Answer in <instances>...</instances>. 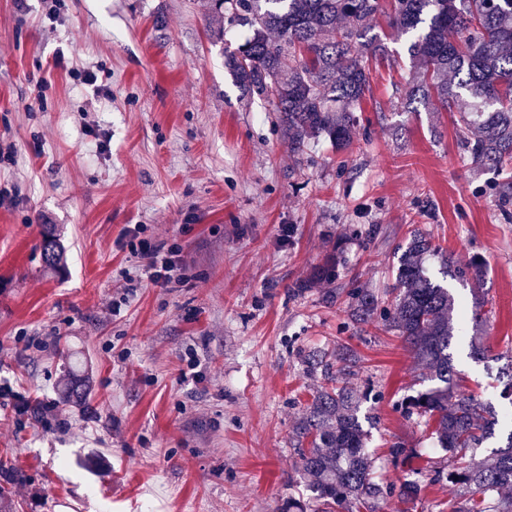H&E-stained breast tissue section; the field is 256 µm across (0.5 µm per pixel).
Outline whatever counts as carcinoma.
<instances>
[{
    "mask_svg": "<svg viewBox=\"0 0 512 512\" xmlns=\"http://www.w3.org/2000/svg\"><path fill=\"white\" fill-rule=\"evenodd\" d=\"M216 12L248 26L244 43L224 52V68L248 96L278 113L291 151L324 137L336 150L348 149L356 135V108L369 91V60L389 55L373 32L383 0H213ZM391 27L410 42L406 57L416 83L405 91L404 111L435 102L451 106L462 97L473 110L460 113L459 132L472 165L496 174L512 170V0H388ZM438 252L424 233H412L398 257L393 300L371 288L347 291L348 312L357 323L376 318L398 332L423 366L417 394L402 403L403 413L434 422L430 438L448 451V472L431 465L414 469L399 484L375 479L368 432L360 420L357 391L338 379L358 373L359 358L347 347L316 351L307 370L321 372L325 384L292 430L296 471L308 479L310 501L290 503L296 512H376L377 503L395 497L415 504L425 488L448 480L454 495L448 512H512V429L497 435L493 403L461 390L462 377L451 351L457 336L470 335L469 358L500 364L504 395H512V354L492 358L482 340L484 296L473 291V306L457 304L447 285L425 276L421 259ZM343 253L314 268L296 284L306 290L331 284ZM44 262L57 266L52 234L42 243ZM443 278L479 286L486 268L477 258L466 264L443 259ZM497 440V445L486 443ZM387 457L394 466L411 464L418 454L400 441Z\"/></svg>",
    "mask_w": 512,
    "mask_h": 512,
    "instance_id": "1",
    "label": "carcinoma"
}]
</instances>
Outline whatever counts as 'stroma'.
Returning <instances> with one entry per match:
<instances>
[{
	"mask_svg": "<svg viewBox=\"0 0 512 512\" xmlns=\"http://www.w3.org/2000/svg\"><path fill=\"white\" fill-rule=\"evenodd\" d=\"M247 32L212 0H0V459L22 512H286L307 496L291 431L322 383L304 360L339 344L360 359L378 476H412L385 456L395 441L447 466L398 408L417 373L401 338L351 321L346 296L296 289L341 238L347 289L391 288L416 228L480 256L485 344L512 349V201L473 171L458 112L403 111L408 70L375 60L349 149L296 155L224 69ZM131 224L176 248L168 286L123 278ZM468 345L465 391L511 410ZM72 373L88 406L63 398ZM26 400L55 413H18Z\"/></svg>",
	"mask_w": 512,
	"mask_h": 512,
	"instance_id": "stroma-1",
	"label": "stroma"
}]
</instances>
